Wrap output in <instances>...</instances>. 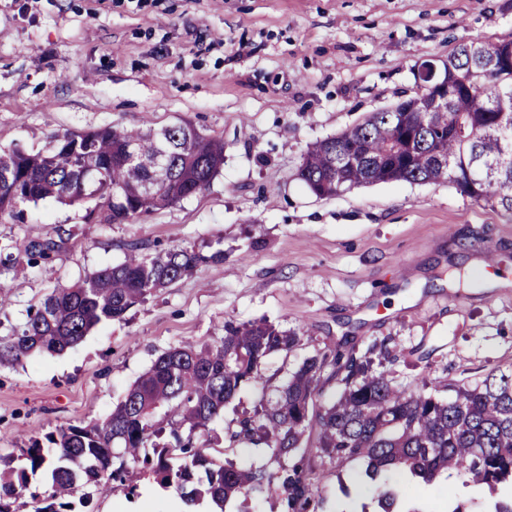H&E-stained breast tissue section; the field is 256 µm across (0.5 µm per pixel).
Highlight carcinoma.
Masks as SVG:
<instances>
[{"mask_svg": "<svg viewBox=\"0 0 512 512\" xmlns=\"http://www.w3.org/2000/svg\"><path fill=\"white\" fill-rule=\"evenodd\" d=\"M512 56V40L460 41L448 56V103L431 104L427 90L371 113L349 130L311 145L298 177L317 197H332L379 183L454 184L461 192L512 211V75L487 69L495 56ZM224 166V141L190 122L159 129L104 127L55 141L47 151L0 149V218L22 204L55 198L95 202L109 224H131L157 209L204 191ZM55 244H30L28 261L47 259ZM224 259L177 246L162 254L132 255L90 272L81 282L53 290L28 320L0 337V363L31 352H62L104 320H122L130 308L192 270ZM299 342L266 320L224 323V336L197 346L170 347L127 390L101 422L69 424L21 449L23 465L0 457V512L29 488L28 474L52 468L48 501L40 512H72L70 498L83 483L123 481L125 463L149 470L160 485H191L183 501L208 497L212 512L234 498L276 496L280 512H324V497L303 447L336 467L359 460L376 512L403 510L390 484L395 473L429 484L444 474L490 490L512 487V372L489 373L476 385H448L406 394L374 369L367 355L327 349L303 360L287 384L261 410L238 421L230 441L276 451L277 474L218 462L199 434L224 412L241 387L256 384L274 352ZM342 391L320 401L323 379ZM180 416L173 442H160L153 419L159 406ZM122 458L119 467L113 459ZM450 512H512V498Z\"/></svg>", "mask_w": 512, "mask_h": 512, "instance_id": "carcinoma-1", "label": "carcinoma"}]
</instances>
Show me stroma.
Masks as SVG:
<instances>
[{
	"instance_id": "obj_1",
	"label": "stroma",
	"mask_w": 512,
	"mask_h": 512,
	"mask_svg": "<svg viewBox=\"0 0 512 512\" xmlns=\"http://www.w3.org/2000/svg\"><path fill=\"white\" fill-rule=\"evenodd\" d=\"M463 38L512 39V0H0V148L183 119L224 140V169L205 191L136 223L52 198L0 218V336L54 288L132 249L224 252L64 352L0 364V454L105 420L159 354L212 341L229 320L301 336L201 436L217 460L271 473L273 449L227 436L316 352L385 342L376 369L409 393L511 370L512 212L447 182L319 198L297 176L311 144L413 94L418 66L444 64ZM32 242L55 243V256L28 263ZM311 464L326 512H373L361 462ZM127 482L135 495L89 487L90 512H185L178 485L133 466ZM397 492L412 512L492 499L453 477L402 475Z\"/></svg>"
}]
</instances>
